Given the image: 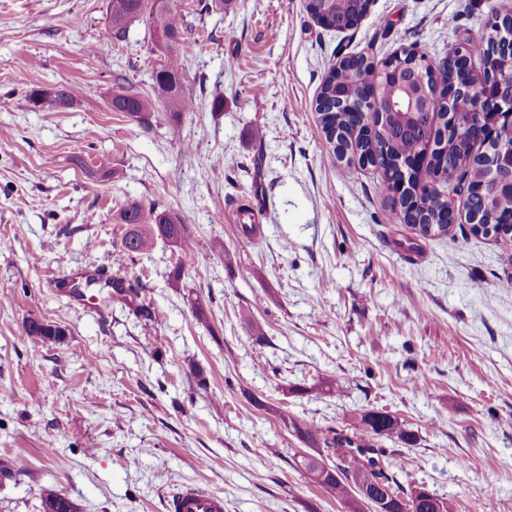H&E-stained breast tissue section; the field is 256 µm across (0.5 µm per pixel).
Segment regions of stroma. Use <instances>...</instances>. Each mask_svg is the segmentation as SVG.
I'll return each instance as SVG.
<instances>
[{"label":"stroma","instance_id":"35a3bbf8","mask_svg":"<svg viewBox=\"0 0 512 512\" xmlns=\"http://www.w3.org/2000/svg\"><path fill=\"white\" fill-rule=\"evenodd\" d=\"M107 3L0 0V465L21 473L0 512H41L46 487L80 512H167L181 484L224 512H348L296 470L307 448L283 419L343 431L366 409L416 436L396 446L403 487L512 512L504 248L393 220L377 171L339 162L315 110L343 58L414 48L441 66L512 0H372L343 32L306 0H230L188 36L195 110L141 122L112 111V72L150 95L161 54L138 22L98 47ZM62 85L69 108L27 100ZM133 202L200 248L124 255ZM242 204L248 232L230 221ZM115 259L158 321L71 293ZM32 319L63 340L26 336Z\"/></svg>","mask_w":512,"mask_h":512}]
</instances>
